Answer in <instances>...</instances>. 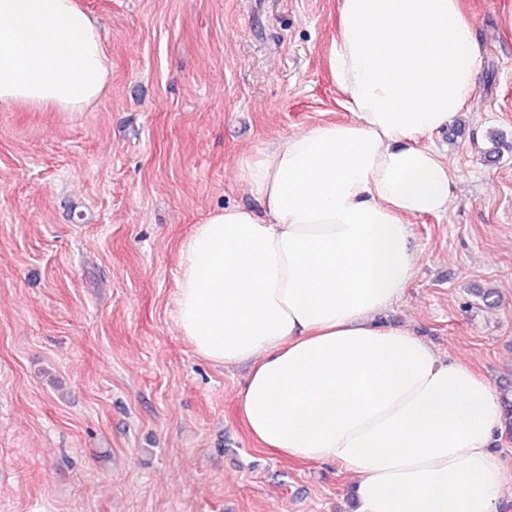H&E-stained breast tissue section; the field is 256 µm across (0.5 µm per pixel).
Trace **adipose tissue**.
I'll use <instances>...</instances> for the list:
<instances>
[{
    "label": "adipose tissue",
    "mask_w": 512,
    "mask_h": 512,
    "mask_svg": "<svg viewBox=\"0 0 512 512\" xmlns=\"http://www.w3.org/2000/svg\"><path fill=\"white\" fill-rule=\"evenodd\" d=\"M459 0H340L329 66L349 121L282 138L241 178L260 210L210 214L180 245L175 320L216 365L247 362L251 437L352 476L358 512H496L490 383L375 317L415 276L412 218L453 173L426 139L478 84ZM110 62L78 0H0V105L80 112Z\"/></svg>",
    "instance_id": "ef3b65f1"
}]
</instances>
